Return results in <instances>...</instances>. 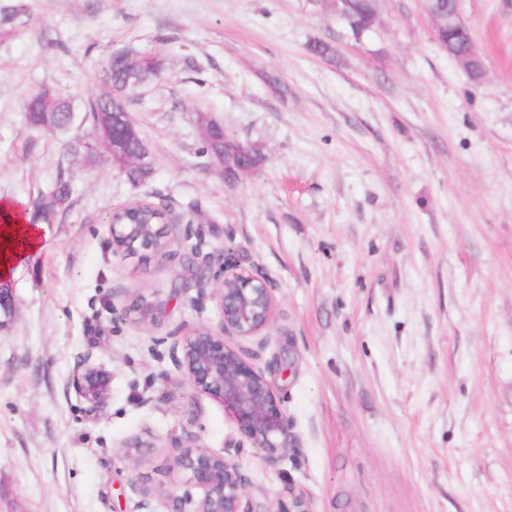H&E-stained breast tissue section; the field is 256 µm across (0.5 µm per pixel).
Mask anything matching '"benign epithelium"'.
<instances>
[{"instance_id":"7a95c632","label":"benign epithelium","mask_w":512,"mask_h":512,"mask_svg":"<svg viewBox=\"0 0 512 512\" xmlns=\"http://www.w3.org/2000/svg\"><path fill=\"white\" fill-rule=\"evenodd\" d=\"M433 22L440 28H461L464 21L458 9L440 12L434 0H425ZM455 61L467 74L483 79L485 63L477 53L460 55ZM101 133L90 147L92 155L119 170L143 164L142 157L127 150L123 141L108 136L107 124L100 123ZM234 150L214 159V166L224 170V177L250 174L247 164L253 150L241 142H233ZM109 233L114 252L134 255L151 251L164 257L174 256V237L158 236L151 240L142 236L137 224H111ZM221 313L219 329L201 325L169 336V354L177 373L196 393L207 394L224 404L234 417L242 436L256 448L269 466L277 465L293 448L287 413L280 407L274 382L246 360L242 342L250 339L271 323L274 303L268 280L247 271L224 274L214 289ZM15 314L11 286L0 280V328ZM77 387L94 404L104 401L108 377L99 369L86 368L77 375ZM174 466L187 474L186 484L200 491L194 498L187 490L179 497L180 512H313L306 492L292 484L274 499L266 500L263 510L253 505L250 481L239 463L231 456L218 454L197 444L174 448Z\"/></svg>"}]
</instances>
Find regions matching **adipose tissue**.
<instances>
[{
    "mask_svg": "<svg viewBox=\"0 0 512 512\" xmlns=\"http://www.w3.org/2000/svg\"><path fill=\"white\" fill-rule=\"evenodd\" d=\"M41 245L38 225L28 223L24 209L13 201L0 202V277H8L18 259Z\"/></svg>",
    "mask_w": 512,
    "mask_h": 512,
    "instance_id": "ef3b65f1",
    "label": "adipose tissue"
}]
</instances>
